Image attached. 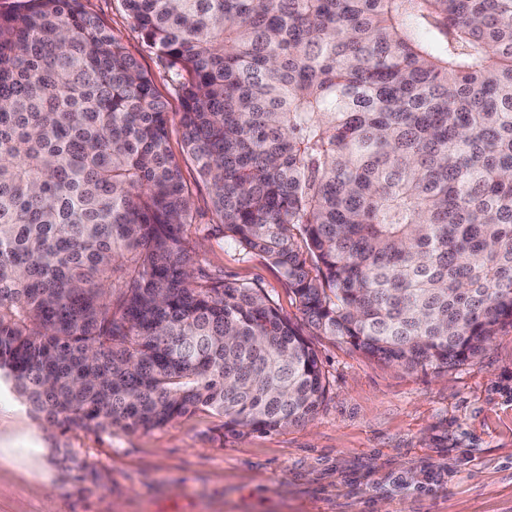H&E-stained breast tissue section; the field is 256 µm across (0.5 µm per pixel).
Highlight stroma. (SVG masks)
I'll return each instance as SVG.
<instances>
[{
	"instance_id": "35a3bbf8",
	"label": "stroma",
	"mask_w": 512,
	"mask_h": 512,
	"mask_svg": "<svg viewBox=\"0 0 512 512\" xmlns=\"http://www.w3.org/2000/svg\"><path fill=\"white\" fill-rule=\"evenodd\" d=\"M152 76L168 105L169 147L194 216L195 265L262 289L295 323L288 285L263 255H243L214 231L209 191L186 156L182 102L166 62L134 29L121 0H82ZM303 333L327 393L309 421L235 434L200 410L154 429L48 427L0 387V512H512V326L472 360L410 370L349 344ZM440 485L412 488L421 467ZM409 481L391 486L394 477Z\"/></svg>"
}]
</instances>
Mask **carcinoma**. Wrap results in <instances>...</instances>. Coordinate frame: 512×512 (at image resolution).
I'll return each instance as SVG.
<instances>
[{
    "instance_id": "obj_1",
    "label": "carcinoma",
    "mask_w": 512,
    "mask_h": 512,
    "mask_svg": "<svg viewBox=\"0 0 512 512\" xmlns=\"http://www.w3.org/2000/svg\"><path fill=\"white\" fill-rule=\"evenodd\" d=\"M224 242L318 334L413 369L512 325V0H122ZM152 77L79 0L0 7V380L47 424L312 418L317 353L193 269Z\"/></svg>"
}]
</instances>
